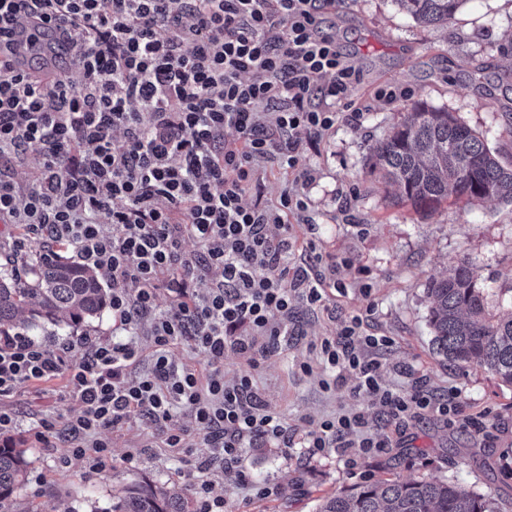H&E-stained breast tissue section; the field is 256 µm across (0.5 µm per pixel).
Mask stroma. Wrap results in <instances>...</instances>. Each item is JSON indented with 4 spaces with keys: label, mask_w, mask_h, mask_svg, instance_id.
Segmentation results:
<instances>
[{
    "label": "stroma",
    "mask_w": 512,
    "mask_h": 512,
    "mask_svg": "<svg viewBox=\"0 0 512 512\" xmlns=\"http://www.w3.org/2000/svg\"><path fill=\"white\" fill-rule=\"evenodd\" d=\"M331 21L363 79L337 103L343 119L318 146L300 153L301 166L315 176L307 194L316 230L297 224L293 231L299 239H315L322 254L340 262L337 277L347 291H329L326 309L299 307L296 337L260 359L256 370L266 406L285 419L293 447L260 443L246 449L241 467L217 461L203 472L195 467L202 438L190 413L180 410L174 421L190 431L183 457H173L151 424L134 417L105 430L112 456L94 469L72 456L63 436L36 439L43 418L65 424L79 414L80 401L63 380L29 383L0 397V408L18 418L14 437L30 462L11 512H55L62 502L92 512L136 481L180 486L189 512L197 510L194 488L201 481L224 499L227 512H316L326 494L389 476L456 482L494 496L503 512H512V387L485 369L454 366L435 353L426 296L431 280L467 258L484 279L489 309L512 310V205L451 198L435 212L420 213L367 172L371 147L421 101L453 113L493 154L512 162V0H466L445 28L416 24L393 0H336ZM388 85L409 94L387 103L378 91ZM357 108L361 122L346 121ZM353 315L363 318V333L393 341L383 356L384 384L407 391L423 376L435 394L459 392L465 411L486 413L490 439L449 429L432 414L397 430L374 409L373 433L392 440L379 456L354 466L332 450L308 456L299 443L322 419L367 403L355 393L353 377L327 392L301 369L313 360L309 341L339 335ZM130 451L136 454L131 463L125 460ZM64 455L70 462L62 468ZM244 474L277 485V495L252 496L240 483Z\"/></svg>",
    "instance_id": "35a3bbf8"
}]
</instances>
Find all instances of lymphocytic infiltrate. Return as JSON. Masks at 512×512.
Listing matches in <instances>:
<instances>
[{
  "label": "lymphocytic infiltrate",
  "instance_id": "f902f5d3",
  "mask_svg": "<svg viewBox=\"0 0 512 512\" xmlns=\"http://www.w3.org/2000/svg\"><path fill=\"white\" fill-rule=\"evenodd\" d=\"M333 2L0 0V44L34 59L69 57L48 81L0 58V223L19 240L73 249L111 288V335L51 348L0 335V397L66 376L82 405L67 424L73 455L101 465L112 455L103 430L135 415L182 455L178 409L191 413L211 461L233 465L256 441L287 442L253 369L294 335L298 305L324 308L336 284L337 263L292 232L313 222V176L300 168V150L335 125L328 98L361 80L322 29ZM269 165L293 173L290 187L274 204L246 201ZM20 166L32 169L23 183ZM214 269L220 279L207 281ZM144 319L152 366L134 376ZM362 327L355 315L338 336L310 342L325 390L349 374L356 394L395 424L432 413L485 432L484 415L464 414L457 394L434 395L424 378L407 392L385 385L382 352L392 340ZM181 338L205 353L206 373L170 360ZM230 354L250 370L229 383ZM387 445L367 412L350 408L304 440L310 455L333 448L352 462Z\"/></svg>",
  "mask_w": 512,
  "mask_h": 512
}]
</instances>
